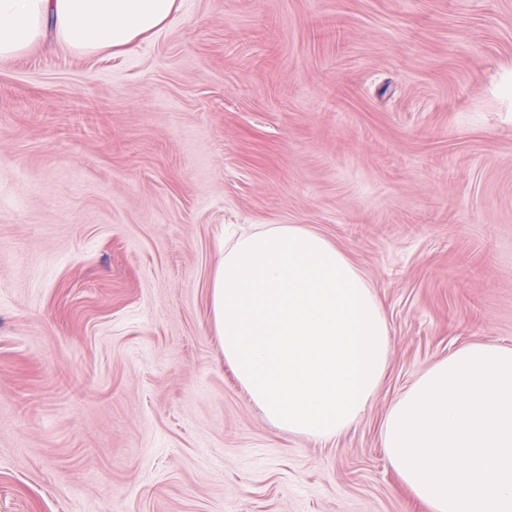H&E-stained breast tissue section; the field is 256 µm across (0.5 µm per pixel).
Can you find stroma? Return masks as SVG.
<instances>
[{
  "mask_svg": "<svg viewBox=\"0 0 512 512\" xmlns=\"http://www.w3.org/2000/svg\"><path fill=\"white\" fill-rule=\"evenodd\" d=\"M231 224L320 231L384 307L332 441L224 360ZM474 342L512 346V0H184L130 54L0 63V512H429L382 425Z\"/></svg>",
  "mask_w": 512,
  "mask_h": 512,
  "instance_id": "stroma-1",
  "label": "stroma"
}]
</instances>
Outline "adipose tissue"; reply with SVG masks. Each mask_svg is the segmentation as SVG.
Returning <instances> with one entry per match:
<instances>
[{
	"mask_svg": "<svg viewBox=\"0 0 512 512\" xmlns=\"http://www.w3.org/2000/svg\"><path fill=\"white\" fill-rule=\"evenodd\" d=\"M181 0H0V62L40 44L123 56ZM209 308L224 359L266 418L329 441L375 396L390 357L386 314L363 274L300 224L240 235L211 272Z\"/></svg>",
	"mask_w": 512,
	"mask_h": 512,
	"instance_id": "1",
	"label": "adipose tissue"
}]
</instances>
